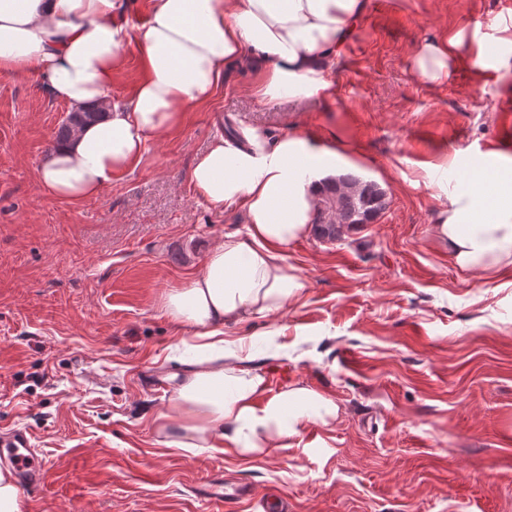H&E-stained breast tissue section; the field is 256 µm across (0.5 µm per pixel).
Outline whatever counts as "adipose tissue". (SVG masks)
Here are the masks:
<instances>
[{
	"instance_id": "ef3b65f1",
	"label": "adipose tissue",
	"mask_w": 512,
	"mask_h": 512,
	"mask_svg": "<svg viewBox=\"0 0 512 512\" xmlns=\"http://www.w3.org/2000/svg\"><path fill=\"white\" fill-rule=\"evenodd\" d=\"M120 0H0V73L31 75L52 99L78 110L104 106V120L55 144L38 174L43 191L76 204L100 195L137 165L150 142L207 102L235 64L258 66L262 102L297 105L335 93L333 76L369 9V0H150L137 32L118 20ZM495 46L445 27L420 43L414 61L434 82L472 68L482 85L512 86V20L497 18ZM136 41L143 73L131 94L112 95L121 50ZM335 141L314 147L301 134L267 141L256 129L216 134L190 172L194 195L214 213L241 209L245 231L225 234L201 270L166 290L161 305L189 329L200 353L154 421L167 446L222 449L242 458L290 447L306 425H332L335 402L297 385L267 395L260 374L224 363V329L276 316L309 286L286 258L308 238L322 187L350 167ZM439 205L436 241L459 270L485 278L512 266V153L490 149L468 166L432 168Z\"/></svg>"
}]
</instances>
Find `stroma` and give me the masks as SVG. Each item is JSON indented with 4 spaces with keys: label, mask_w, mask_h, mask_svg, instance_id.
Returning <instances> with one entry per match:
<instances>
[{
    "label": "stroma",
    "mask_w": 512,
    "mask_h": 512,
    "mask_svg": "<svg viewBox=\"0 0 512 512\" xmlns=\"http://www.w3.org/2000/svg\"><path fill=\"white\" fill-rule=\"evenodd\" d=\"M512 0H371L336 93L265 104L229 69L206 104L150 145L95 198L70 204L38 183L67 108L30 75L0 73V432L26 429L49 468L25 512H512V268L493 283L456 268L432 237L428 172L449 147L487 150L512 131V101L468 70L436 84L413 50L465 23L494 44ZM299 133L336 148L389 204L288 261L310 286L273 324L225 327L240 365L269 394L302 384L331 397L332 428L245 461L192 453L153 430L186 371L160 309L196 274L239 210L215 214L189 173L218 129ZM211 478L252 487L221 506L195 495Z\"/></svg>",
    "instance_id": "1"
}]
</instances>
